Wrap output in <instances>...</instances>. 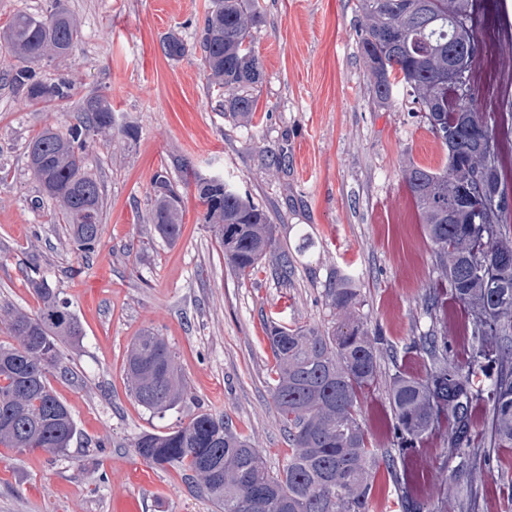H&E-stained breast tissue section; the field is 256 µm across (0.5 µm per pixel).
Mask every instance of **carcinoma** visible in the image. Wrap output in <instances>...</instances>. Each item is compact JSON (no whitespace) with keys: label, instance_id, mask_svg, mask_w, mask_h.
Returning <instances> with one entry per match:
<instances>
[{"label":"carcinoma","instance_id":"obj_1","mask_svg":"<svg viewBox=\"0 0 512 512\" xmlns=\"http://www.w3.org/2000/svg\"><path fill=\"white\" fill-rule=\"evenodd\" d=\"M473 0H359L365 18L359 46L367 62L372 91L381 101L397 90L424 112L446 150L439 170L409 169L407 188L443 266L455 301L472 320V349L467 367L448 361L437 336L419 337L417 348L430 361L425 378L400 371L391 384L394 448L406 450L431 434L441 421L449 425L448 456L468 467L465 449L473 445V412L491 407L492 430L499 448H512V355L489 339L512 338V226L504 223L507 192L502 181L500 142L488 121L472 108L476 90L458 92L448 83L456 65L451 53L475 42L472 19L460 14ZM257 0H213L199 37L201 61L209 84L222 97L220 107L248 124L257 111L250 90L263 77L251 30L260 22ZM81 37L74 17L61 5L43 15L18 13L0 28V45L18 64L7 76L18 96L29 103L70 97L72 84L41 79L35 64L71 52ZM172 60L189 51L174 34L162 41ZM112 105L91 98L76 122L61 130L44 127L27 146V164L46 194L59 203L74 243L94 249L102 230V192L87 171L86 151L95 137L114 129ZM487 136L492 154L472 146L464 151L455 137ZM469 169L474 185L486 182L500 206L489 224L470 222L483 201L466 194L457 167ZM203 223L224 248V260L239 275H249L276 245L274 225L265 212L219 174L201 175L186 164ZM149 223L163 239L182 232V196L165 175L153 181ZM38 311L4 310L11 346L0 345V445L40 449L59 455L77 434L67 405L51 390L47 375L61 366L59 343L76 341L82 327L68 303L43 280L30 279ZM358 290L341 274L328 289V305L341 316L337 327L288 326L271 321L266 336L274 358L272 398L284 425L288 457L269 469L261 452L241 437L224 417L201 410L171 432H144L133 443L136 453L159 466L184 471L198 497L217 512H369L371 478L378 455L368 446L359 419V394L378 376L377 339L354 317ZM495 365L496 375L487 373ZM131 392L138 404L163 415L183 399L184 384L164 337L146 330L127 358Z\"/></svg>","mask_w":512,"mask_h":512}]
</instances>
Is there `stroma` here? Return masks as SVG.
Returning a JSON list of instances; mask_svg holds the SVG:
<instances>
[{
    "label": "stroma",
    "mask_w": 512,
    "mask_h": 512,
    "mask_svg": "<svg viewBox=\"0 0 512 512\" xmlns=\"http://www.w3.org/2000/svg\"><path fill=\"white\" fill-rule=\"evenodd\" d=\"M61 3L81 40L69 56L43 62L40 76L69 79L72 96L29 104L0 81V308L37 311L26 282L35 263L77 316L83 334L62 343L63 368L49 383L78 436L62 455L0 447V512H113L114 500L128 495L142 512H213L179 469L148 464L133 448L139 434L175 430L201 410L224 415L269 468H281L288 444L271 393L265 325L333 326L339 317L326 293L345 271L359 292L358 319L380 339L378 378L360 396V419L380 453L371 512H407L408 496L423 512H512V448L494 445L489 406L475 410L471 491L454 479L447 427L406 455L386 454L394 367L425 378L428 360L414 343L429 333L446 337L449 361L467 366L472 338L406 185L410 165L440 169L445 152L410 98L397 92L383 103L371 92L358 0H260L263 20L252 36L264 77L246 127L218 111L195 47L210 0ZM506 15L512 0H478L472 19L479 56L497 57L493 73L473 78L474 107L495 117L499 135L512 126ZM171 33L189 46L183 58L161 51ZM95 95L111 103L118 131L88 149L104 209L101 240L85 252L28 168L26 147L45 126L73 123ZM127 124L136 141L121 135ZM270 149L284 154L282 168L267 167ZM177 158L223 175L269 213L288 276L275 254L251 275H236L190 188L180 238L154 236L152 180L160 172L181 179ZM145 330L164 336L187 386L184 401L162 416L130 393L127 355ZM139 469L157 490L132 484Z\"/></svg>",
    "instance_id": "stroma-1"
}]
</instances>
